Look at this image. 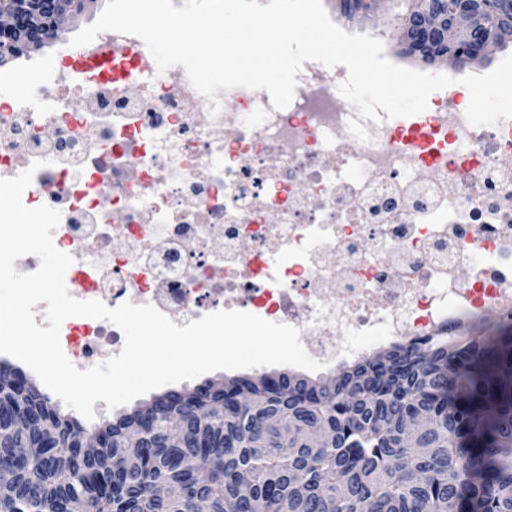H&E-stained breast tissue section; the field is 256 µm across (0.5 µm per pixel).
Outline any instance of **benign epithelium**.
<instances>
[{
  "label": "benign epithelium",
  "instance_id": "7a95c632",
  "mask_svg": "<svg viewBox=\"0 0 512 512\" xmlns=\"http://www.w3.org/2000/svg\"><path fill=\"white\" fill-rule=\"evenodd\" d=\"M93 0H0V32L10 35L0 41V66L12 59L11 51L21 45L38 49L54 42L60 29ZM509 15L512 0H416L395 26L399 44L416 51L428 47L433 56L423 61L433 64L449 60L455 66L490 56L499 45L490 29ZM458 45L467 56L448 54V45Z\"/></svg>",
  "mask_w": 512,
  "mask_h": 512
}]
</instances>
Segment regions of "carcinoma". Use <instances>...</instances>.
<instances>
[{
  "mask_svg": "<svg viewBox=\"0 0 512 512\" xmlns=\"http://www.w3.org/2000/svg\"><path fill=\"white\" fill-rule=\"evenodd\" d=\"M0 387V512H512V320L393 342L336 372L167 390L92 427L29 375ZM247 386L253 404L233 402ZM262 416L288 424L257 427ZM430 425L407 426L413 417ZM181 425L171 446L169 425ZM329 439L312 447L305 430ZM101 447H82L87 436ZM125 443V459L112 447ZM29 452L21 457L16 447Z\"/></svg>",
  "mask_w": 512,
  "mask_h": 512,
  "instance_id": "1",
  "label": "carcinoma"
}]
</instances>
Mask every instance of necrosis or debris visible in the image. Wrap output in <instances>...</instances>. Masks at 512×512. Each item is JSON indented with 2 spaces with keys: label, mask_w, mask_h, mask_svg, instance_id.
<instances>
[{
  "label": "necrosis or debris",
  "mask_w": 512,
  "mask_h": 512,
  "mask_svg": "<svg viewBox=\"0 0 512 512\" xmlns=\"http://www.w3.org/2000/svg\"><path fill=\"white\" fill-rule=\"evenodd\" d=\"M86 50L116 73L81 80L62 64L0 100V179L35 168L22 201L60 211L75 299L150 304L180 326L245 311L297 328L323 364L351 336L512 314L511 112L488 124L462 94L436 95L425 119L445 147L424 149L397 142L401 120L338 106L343 66L305 63L283 109L246 87L189 104L184 67L140 71L139 37L104 32ZM59 340L81 369L125 334L75 316Z\"/></svg>",
  "instance_id": "1"
}]
</instances>
